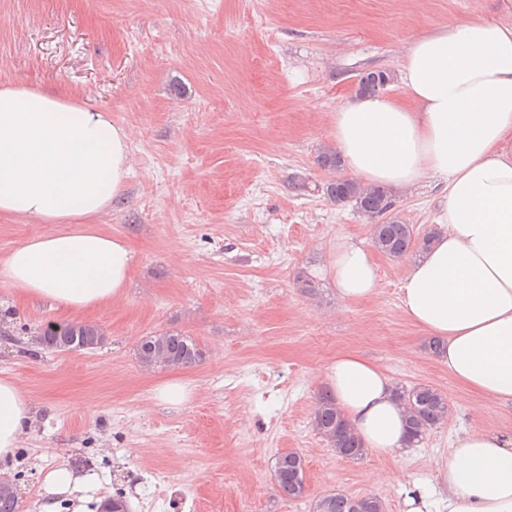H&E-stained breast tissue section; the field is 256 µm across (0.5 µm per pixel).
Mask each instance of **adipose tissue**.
I'll return each mask as SVG.
<instances>
[{
    "mask_svg": "<svg viewBox=\"0 0 512 512\" xmlns=\"http://www.w3.org/2000/svg\"><path fill=\"white\" fill-rule=\"evenodd\" d=\"M401 94L358 96L339 108L330 138L362 185L409 191L443 183L430 246L410 263L401 307L444 347L439 360L469 391L512 408V24L449 18L407 44ZM125 130L48 92L0 87V213L57 225L0 259V282L24 297L85 311L122 295L132 254L86 226L129 173ZM339 302L378 293L367 249L337 238L321 269ZM323 387L378 456L408 450L407 417L391 378L355 352L339 353ZM33 420L32 405L0 372V458ZM432 492L408 512H512V435L468 430L435 465Z\"/></svg>",
    "mask_w": 512,
    "mask_h": 512,
    "instance_id": "ef3b65f1",
    "label": "adipose tissue"
}]
</instances>
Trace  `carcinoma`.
I'll use <instances>...</instances> for the list:
<instances>
[{"instance_id": "obj_1", "label": "carcinoma", "mask_w": 512, "mask_h": 512, "mask_svg": "<svg viewBox=\"0 0 512 512\" xmlns=\"http://www.w3.org/2000/svg\"><path fill=\"white\" fill-rule=\"evenodd\" d=\"M391 80L389 73L378 70L367 73L358 94L375 95L384 89L382 80ZM331 199L340 204L350 203L358 212L373 221L372 243L385 255L399 259L414 246L426 249L433 235L426 234L415 241L414 227L392 215V194L383 186L365 187L347 178H338L326 186ZM75 333L65 324H54L40 332V343L48 349L55 348L65 336L78 334L94 349L105 341L103 330L94 324L78 325ZM138 360L147 368L187 367L203 360V351L188 336L177 332H163L147 336L137 347ZM398 398L408 411L411 445L416 446L427 433L448 417V400L429 385H417L411 389L396 390ZM312 425L336 453L350 460H357L365 453L357 435L336 409L325 393L318 396ZM274 478L280 493L289 499H299L306 493L304 460L296 451L278 454L274 462ZM313 512H385L384 503L375 496L352 500L341 493H329L315 501Z\"/></svg>"}]
</instances>
